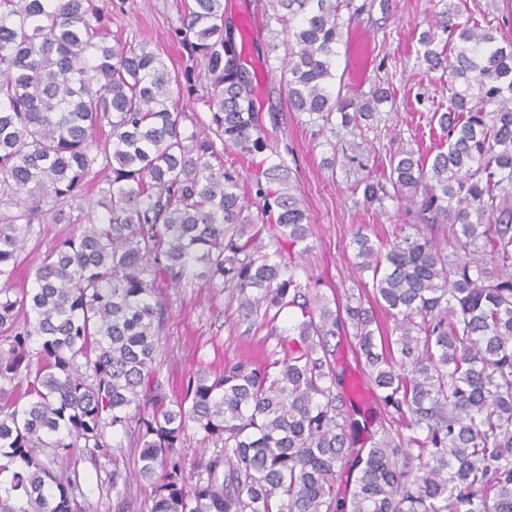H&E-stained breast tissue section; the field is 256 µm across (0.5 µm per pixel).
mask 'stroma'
Listing matches in <instances>:
<instances>
[{
	"label": "stroma",
	"instance_id": "35a3bbf8",
	"mask_svg": "<svg viewBox=\"0 0 512 512\" xmlns=\"http://www.w3.org/2000/svg\"><path fill=\"white\" fill-rule=\"evenodd\" d=\"M189 0H123L111 15L112 32L144 41L159 51L168 67L190 69L191 87L181 90L180 100L190 118L208 121L201 103L209 89L205 63L190 58L176 29ZM464 10L480 22H490L501 35L512 39V0H460ZM443 0H350L343 10L346 31L365 40L368 66L354 73L347 45L336 58L335 85L343 96L362 100L375 86L389 91L377 112L345 125L340 115L329 120L310 119L293 111L281 78L285 66L284 26L272 22L256 28L243 54L251 79V95L275 150L268 164L288 167L290 182L312 219V250L293 262V273L310 285L326 304L358 286L354 273L355 234L371 240L392 239L400 227L419 223L416 208L392 200L388 180L389 157L406 147L435 155L440 129L431 116L447 104L449 77L428 70L418 57V37L435 22ZM382 187L385 197L367 203L365 182ZM168 318L161 331L162 373L173 383L201 368L219 369L242 356L262 361L275 344L267 329L247 320L230 288H209L201 282L163 286ZM118 466L78 459L80 489L89 512H146L153 488L136 477L138 449L122 434L111 438ZM120 481H113V468Z\"/></svg>",
	"mask_w": 512,
	"mask_h": 512
}]
</instances>
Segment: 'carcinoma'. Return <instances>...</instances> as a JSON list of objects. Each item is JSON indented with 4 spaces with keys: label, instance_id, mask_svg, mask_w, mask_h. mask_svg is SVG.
Returning a JSON list of instances; mask_svg holds the SVG:
<instances>
[{
    "label": "carcinoma",
    "instance_id": "carcinoma-1",
    "mask_svg": "<svg viewBox=\"0 0 512 512\" xmlns=\"http://www.w3.org/2000/svg\"><path fill=\"white\" fill-rule=\"evenodd\" d=\"M344 2L268 0L267 19L291 26L290 107L347 123L388 92H335ZM107 13L105 0H0V455L18 463L0 466V512H87L77 471L55 468L76 453L107 458L117 488L110 430L140 448L148 512H337L347 465L346 512H512V42L453 0L434 24L442 48L420 34L428 69L452 78L438 118L448 147L431 160L401 150L389 182L426 223L390 242L356 236L371 282L332 310L294 279L312 233L288 168L257 172L254 218L217 148L273 151L241 87L224 0H192L176 29L206 63L213 137L185 129L179 75L149 44L110 35ZM97 167L99 215L83 206ZM445 223L443 246L427 229ZM36 224L77 228L15 290ZM190 279L230 287L277 343L260 363L194 372L173 400L159 288ZM284 312L297 324L278 327ZM344 336L388 421L368 448L355 447L366 424L330 344ZM190 425L213 447L193 484Z\"/></svg>",
    "mask_w": 512,
    "mask_h": 512
}]
</instances>
